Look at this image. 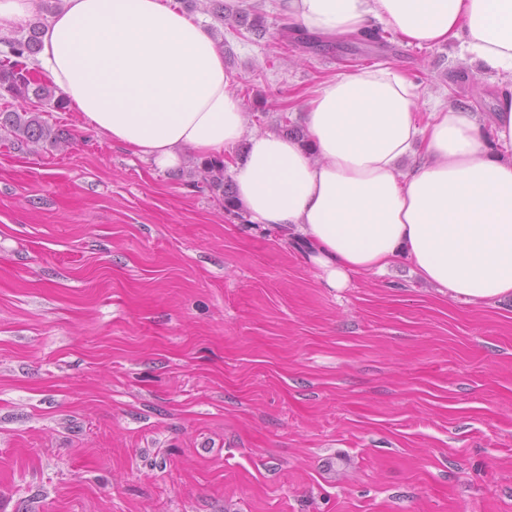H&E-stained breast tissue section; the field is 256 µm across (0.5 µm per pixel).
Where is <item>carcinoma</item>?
Instances as JSON below:
<instances>
[{"label":"carcinoma","instance_id":"carcinoma-1","mask_svg":"<svg viewBox=\"0 0 512 512\" xmlns=\"http://www.w3.org/2000/svg\"><path fill=\"white\" fill-rule=\"evenodd\" d=\"M188 12L201 11L215 21L238 32L245 29L261 38L266 35L265 16L257 5L247 3L243 8L231 9L224 0H179ZM44 21L37 18L27 30L1 38L5 50L0 51V142L17 151L35 150L50 146L66 150L70 146L68 135L48 123L40 109L16 108L13 102H25L31 98L56 110L67 111L69 101L56 86L42 82L32 74L30 60L41 48ZM281 41L302 47L331 48L332 42L324 35L307 29L284 24L279 30ZM226 164L222 159H207L194 165V187L210 193L224 208L236 206L232 185L224 177Z\"/></svg>","mask_w":512,"mask_h":512}]
</instances>
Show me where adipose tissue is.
Listing matches in <instances>:
<instances>
[{
    "mask_svg": "<svg viewBox=\"0 0 512 512\" xmlns=\"http://www.w3.org/2000/svg\"><path fill=\"white\" fill-rule=\"evenodd\" d=\"M327 36L380 25L401 40L458 45L497 82L491 136L475 113L418 120L403 73L373 67L320 82L309 145L250 130L224 51L171 0H63L35 61L83 128L160 171L246 141L236 192L253 222L300 239L328 287L406 260L443 296L512 301V0H280Z\"/></svg>",
    "mask_w": 512,
    "mask_h": 512,
    "instance_id": "ef3b65f1",
    "label": "adipose tissue"
}]
</instances>
